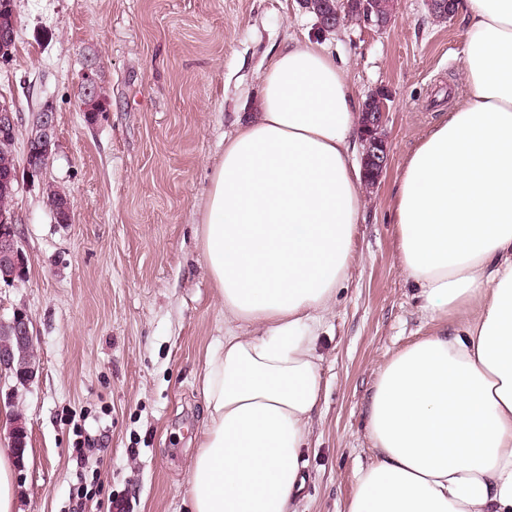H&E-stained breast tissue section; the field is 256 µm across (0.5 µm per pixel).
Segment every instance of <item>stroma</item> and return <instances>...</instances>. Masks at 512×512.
Here are the masks:
<instances>
[{
    "instance_id": "1",
    "label": "stroma",
    "mask_w": 512,
    "mask_h": 512,
    "mask_svg": "<svg viewBox=\"0 0 512 512\" xmlns=\"http://www.w3.org/2000/svg\"><path fill=\"white\" fill-rule=\"evenodd\" d=\"M15 47L0 102L27 119L45 104L56 144L41 175L18 170L14 222L27 277L0 283V317L32 320L40 371L19 389L30 444L20 512H182L204 424L206 350L224 306L196 234L224 137L252 106L268 57L321 36L358 101L391 93L390 164L366 196L349 281L318 341L322 396L300 465L296 512H345L374 458L368 406L380 368L434 330L396 263L392 204L405 158L466 91L465 24L426 0H395L386 30L322 31L299 0H14ZM94 79L106 110L83 114ZM70 200L57 223L46 186ZM98 444L79 460L78 435ZM87 487L79 495L78 487Z\"/></svg>"
}]
</instances>
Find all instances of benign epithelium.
<instances>
[{"mask_svg": "<svg viewBox=\"0 0 512 512\" xmlns=\"http://www.w3.org/2000/svg\"><path fill=\"white\" fill-rule=\"evenodd\" d=\"M389 91L378 88L368 95L360 112L363 127L362 175L365 179L379 180L387 170L390 160L388 143L378 135L388 116L387 100ZM19 129V115L10 105L0 103V134L16 137ZM55 113L48 107L32 116V131L28 138L24 167L30 174L42 173L50 163L52 147L55 144ZM54 215L61 224L71 222L69 199L62 195L50 203ZM26 279V257L19 244V236L13 214L0 211V281L15 284ZM0 330L8 339L0 340V379L15 375V385L0 399V429L7 428L8 446L18 463H23L29 434L24 421L1 412L3 404H14V394L20 387H27L37 377L39 363L30 359L20 364L15 347L35 346L32 322L26 312L18 310L9 318H0Z\"/></svg>", "mask_w": 512, "mask_h": 512, "instance_id": "1", "label": "benign epithelium"}]
</instances>
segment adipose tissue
Here are the masks:
<instances>
[{"label": "adipose tissue", "mask_w": 512, "mask_h": 512, "mask_svg": "<svg viewBox=\"0 0 512 512\" xmlns=\"http://www.w3.org/2000/svg\"><path fill=\"white\" fill-rule=\"evenodd\" d=\"M468 93L407 156L398 265L432 335L369 399L374 459L346 512H512V0H460ZM197 229L228 324L201 374L187 512H291L321 390L316 342L364 206L360 104L316 38L270 56Z\"/></svg>", "instance_id": "ef3b65f1"}]
</instances>
